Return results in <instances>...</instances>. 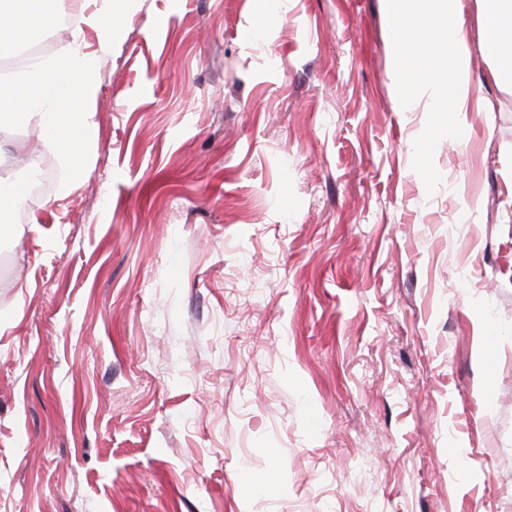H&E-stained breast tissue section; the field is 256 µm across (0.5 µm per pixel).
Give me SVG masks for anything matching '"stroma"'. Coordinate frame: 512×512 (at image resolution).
Wrapping results in <instances>:
<instances>
[{
  "label": "stroma",
  "mask_w": 512,
  "mask_h": 512,
  "mask_svg": "<svg viewBox=\"0 0 512 512\" xmlns=\"http://www.w3.org/2000/svg\"><path fill=\"white\" fill-rule=\"evenodd\" d=\"M258 4L135 0L87 176L0 240V512H512V85L476 0L488 109L452 136L401 102L385 0Z\"/></svg>",
  "instance_id": "1"
}]
</instances>
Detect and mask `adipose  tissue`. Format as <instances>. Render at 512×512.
I'll return each mask as SVG.
<instances>
[{"label": "adipose tissue", "mask_w": 512, "mask_h": 512, "mask_svg": "<svg viewBox=\"0 0 512 512\" xmlns=\"http://www.w3.org/2000/svg\"><path fill=\"white\" fill-rule=\"evenodd\" d=\"M62 0H0V51L13 52L58 28ZM133 0H71L79 17L72 39L58 57L38 56L0 75V147L11 139L9 116L34 131L41 148L17 156L68 171L59 188L66 197L87 172L86 154L99 139L93 106L100 85L96 72L122 36V19ZM484 48L497 63L500 81L512 83V0H477ZM392 26L394 77L405 95L429 90L432 111L449 112L455 127L472 112L469 33L463 0H387Z\"/></svg>", "instance_id": "1"}]
</instances>
